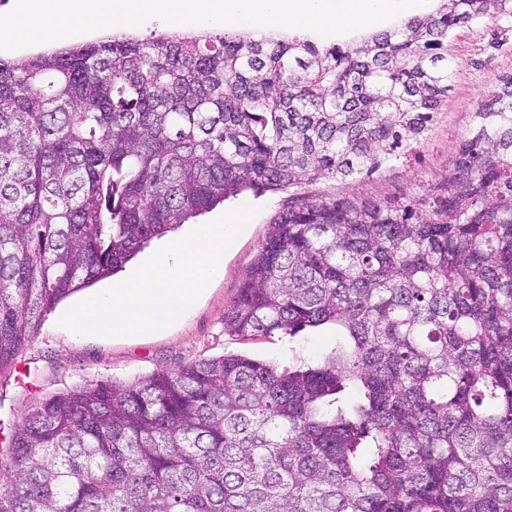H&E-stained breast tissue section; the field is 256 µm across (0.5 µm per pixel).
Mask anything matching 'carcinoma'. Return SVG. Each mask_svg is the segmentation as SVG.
<instances>
[{
  "instance_id": "carcinoma-1",
  "label": "carcinoma",
  "mask_w": 512,
  "mask_h": 512,
  "mask_svg": "<svg viewBox=\"0 0 512 512\" xmlns=\"http://www.w3.org/2000/svg\"><path fill=\"white\" fill-rule=\"evenodd\" d=\"M512 0L343 44L105 34L0 56V371L70 295L245 190L373 174L448 103L454 30ZM334 325L314 367L231 354L27 410L0 512H512V75L446 175L298 197L224 334Z\"/></svg>"
}]
</instances>
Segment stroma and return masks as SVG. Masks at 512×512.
Masks as SVG:
<instances>
[{"instance_id":"1","label":"stroma","mask_w":512,"mask_h":512,"mask_svg":"<svg viewBox=\"0 0 512 512\" xmlns=\"http://www.w3.org/2000/svg\"><path fill=\"white\" fill-rule=\"evenodd\" d=\"M452 50L461 67L452 80L448 105L426 140L411 157L371 175L346 182L323 179L302 186L305 195L384 198L418 192L439 181L457 145L467 133L480 95L495 79L512 74V16L500 15L456 29ZM290 192H245L200 216L211 223L228 210L249 204L258 212L235 244L224 253V274L200 301L162 336H74L50 313L38 336L12 368L0 372V462L10 459L9 441L22 415L39 400L82 383L116 380L132 383L203 357L246 353L281 367L314 364L336 348L333 327L295 337L242 340L224 333V313L238 294L246 273L263 246L271 224L288 208Z\"/></svg>"}]
</instances>
